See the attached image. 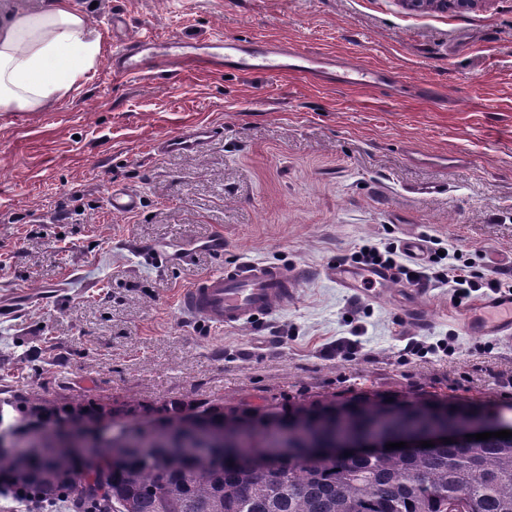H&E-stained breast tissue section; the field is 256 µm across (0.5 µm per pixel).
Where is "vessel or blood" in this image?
<instances>
[{
  "label": "vessel or blood",
  "instance_id": "b4317fda",
  "mask_svg": "<svg viewBox=\"0 0 512 512\" xmlns=\"http://www.w3.org/2000/svg\"><path fill=\"white\" fill-rule=\"evenodd\" d=\"M180 44L176 37L165 42L148 36L131 38L113 51L112 73L125 79L138 78L144 71L143 61L148 56L161 70L210 64V57L180 52ZM213 44L225 67L239 72L310 74L323 71L329 63L327 57L313 55L297 47L264 41L244 42L229 35L217 36ZM336 79L345 85L371 88L382 86L385 74L379 69L350 65L343 67ZM223 136V125L196 124L156 139L152 149L160 155L197 153ZM108 206L113 214H130L140 208L141 197L134 191L115 187L108 195ZM295 295L296 276L286 267L271 262L239 261L205 275L183 289L177 298V309L180 314L204 324L235 329L254 324L256 319L287 307Z\"/></svg>",
  "mask_w": 512,
  "mask_h": 512
}]
</instances>
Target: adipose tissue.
I'll return each instance as SVG.
<instances>
[{
  "label": "adipose tissue",
  "instance_id": "1",
  "mask_svg": "<svg viewBox=\"0 0 512 512\" xmlns=\"http://www.w3.org/2000/svg\"><path fill=\"white\" fill-rule=\"evenodd\" d=\"M102 54L79 0H0V112H41L78 91Z\"/></svg>",
  "mask_w": 512,
  "mask_h": 512
}]
</instances>
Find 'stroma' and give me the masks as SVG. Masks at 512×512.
<instances>
[{"label":"stroma","mask_w":512,"mask_h":512,"mask_svg":"<svg viewBox=\"0 0 512 512\" xmlns=\"http://www.w3.org/2000/svg\"><path fill=\"white\" fill-rule=\"evenodd\" d=\"M98 66L43 112L0 113V390L162 401L421 389L512 420V335L468 331L447 288L338 287L357 245L423 235L512 264V0H97ZM217 34L388 70L376 90L314 75L185 68L113 76L126 33ZM198 123L223 139L157 155ZM463 157L448 166L446 157ZM141 206L112 214V187ZM239 260L297 276L252 326L180 315L178 292ZM420 304L419 324L402 316ZM452 337L453 355L404 357ZM403 8L410 11L435 9L448 11V6L456 10L474 8L479 0H399Z\"/></svg>","instance_id":"stroma-1"}]
</instances>
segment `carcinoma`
I'll list each match as a JSON object with an SVG mask.
<instances>
[{
  "label": "carcinoma",
  "mask_w": 512,
  "mask_h": 512,
  "mask_svg": "<svg viewBox=\"0 0 512 512\" xmlns=\"http://www.w3.org/2000/svg\"><path fill=\"white\" fill-rule=\"evenodd\" d=\"M478 408L434 392L411 396L359 391L288 398L162 402L136 399L51 398L30 389L0 399L1 433L19 442L17 454L0 453V478L31 488L63 512H512V437L468 441L452 448L405 454L386 452L352 460L288 464L270 479L226 457L185 464L165 450L131 454L112 466V440L128 433L181 437L191 426L249 429L261 436L302 426L313 434L331 429L358 433L389 419L397 428L438 417L454 420ZM95 429L109 434L98 464L48 453L62 433ZM112 496L91 490L100 476Z\"/></svg>",
  "instance_id": "cac0c4a2"
}]
</instances>
